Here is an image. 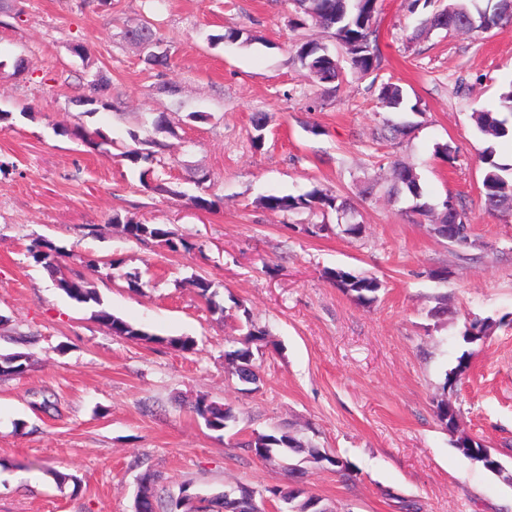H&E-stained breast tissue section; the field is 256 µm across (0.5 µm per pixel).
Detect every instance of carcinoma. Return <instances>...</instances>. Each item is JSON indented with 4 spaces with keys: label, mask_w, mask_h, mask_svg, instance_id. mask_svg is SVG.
I'll list each match as a JSON object with an SVG mask.
<instances>
[{
    "label": "carcinoma",
    "mask_w": 512,
    "mask_h": 512,
    "mask_svg": "<svg viewBox=\"0 0 512 512\" xmlns=\"http://www.w3.org/2000/svg\"><path fill=\"white\" fill-rule=\"evenodd\" d=\"M378 2L379 0H293L298 24L302 26L310 21L331 32L336 42L344 48L350 68L364 74L381 69V57L375 45L373 30ZM511 21L512 0H496L494 4L485 8L480 7L479 0H448L447 5L432 12L420 22L418 32L428 34L439 29L455 33L489 31ZM133 31L134 35L143 41L160 43L157 29L149 19H143L133 27ZM296 59L301 67L307 70L309 76L319 81L343 80V67L323 43L311 40L301 44L296 50ZM109 90V78L98 72L87 82V93L76 97L74 102L92 106L88 113H94V106L105 108L109 105ZM379 104L391 112H399L408 106V97L401 86L388 82L381 86ZM474 120L478 130L489 138L507 136L509 125L512 124V85L500 95L498 109L479 110L474 113ZM75 136L90 150L112 144V139L98 128L89 130L80 127ZM130 138L132 144L125 147L121 156L139 168L143 187L150 191L176 193V190L164 186L160 179L153 177L154 170L150 167L166 144L154 140L143 141L134 132L130 133ZM493 157V148H486L482 157L483 163L487 164L482 182L485 205L490 211L512 213V169L495 162ZM390 170L395 193H406L416 200L413 212L428 221L435 235H442L439 225L448 224V242L458 246L468 244L472 227L464 209L455 198L449 196L432 204L424 199L419 175L412 165L395 160L390 163ZM260 203L264 208L274 212L307 209L317 213L333 210L346 218L342 232L350 237H357L363 231V224L355 219V208L348 200L329 195L319 189L297 196L269 194L262 197ZM122 228L132 239L152 241L172 252L189 249L187 243L165 225L127 221ZM27 251L69 298L78 303L97 301L95 291L85 287L83 279L66 276L60 261L62 251L59 247L46 239L35 238L27 246ZM327 276L337 288L361 305L376 302L382 289V281L378 278L352 271L329 270ZM194 287L212 311L220 309L215 301L216 293L211 291V283L208 280L199 278L195 280ZM94 319L107 326L115 335L129 340L167 344L185 352L196 350V340L190 336H157L105 310L95 312ZM245 327L246 333L243 338L230 340V347L224 352V357L234 366L241 382L254 384L257 382V374L253 369V352L250 344L265 340L266 333L249 321ZM27 361L28 355L20 352L0 356V377L23 373L27 368ZM194 411L205 421L208 428L216 431L226 429V424L235 419L231 408L218 405L204 396L195 402ZM247 447L253 449L261 460L278 463L290 474L300 470L299 463L293 462V457L301 453L305 454V457L300 459V463L318 464L328 461L336 465L340 471L347 469V464L342 460L332 458L316 447L304 448L296 436L289 432L258 434L247 443ZM461 452L481 462L486 470L504 477V480H512L511 476L500 470L499 460L482 443H475L473 448L466 446ZM158 480L159 476L151 472L145 473L141 478L135 500L142 502L144 512H156ZM268 492L286 505L285 512H331L321 504L320 498L308 495L300 488L273 487L268 489ZM256 494L254 488L238 485L229 491L209 495L207 509L210 512H262L257 504Z\"/></svg>",
    "instance_id": "carcinoma-1"
}]
</instances>
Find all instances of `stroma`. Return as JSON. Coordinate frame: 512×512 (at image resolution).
<instances>
[{
  "instance_id": "obj_1",
  "label": "stroma",
  "mask_w": 512,
  "mask_h": 512,
  "mask_svg": "<svg viewBox=\"0 0 512 512\" xmlns=\"http://www.w3.org/2000/svg\"><path fill=\"white\" fill-rule=\"evenodd\" d=\"M426 15L409 0H381L382 68L347 71L338 86L296 63L301 42L335 41L295 26L291 0H14L0 16V111L10 115L0 120V354L29 357L23 374L0 379V512H133L148 471L165 498L186 483L204 494L244 483L265 491L264 512H281L267 490L290 476L245 446L276 430L349 463L345 476L327 464L302 478L331 512H512V483L466 458L436 414L447 372L468 355L451 395L460 430L512 473V213L484 205L488 141L472 120L512 85V23L414 39ZM145 17L170 55L161 73L125 37ZM230 30L254 40L209 44ZM96 71L111 80L112 106L87 115L72 99ZM387 81L420 107L401 114L409 129L397 144L379 135ZM160 112L169 131L152 125ZM191 112L208 118L189 121ZM256 112L267 116L260 148ZM78 124L103 129L112 145L93 151L60 135ZM132 130L165 143L154 167L177 195L145 190L121 159ZM397 159L415 167L429 202H463L470 247L436 236L412 197L389 196ZM315 188L350 199L360 237L342 233L334 211L258 203ZM205 192L218 202L201 212L190 199ZM126 220L169 225L191 248L127 238ZM313 224L319 234L307 233ZM35 237L63 250L66 274L82 275L103 308L162 343L94 321L93 305L71 300L30 256ZM86 256L104 261L101 272L82 266ZM336 267L382 280L378 301L362 306L336 288L325 275ZM441 268L442 282L431 276ZM134 271L137 292L127 286ZM198 277L223 314L198 295ZM443 295L448 313L433 317ZM476 317L493 329L465 343ZM248 320L268 333L252 347L254 385L224 359ZM16 333L29 343L13 342ZM176 336L195 338L196 351L165 345ZM202 396L230 406L234 423L208 429L193 410ZM55 469L80 486L58 487Z\"/></svg>"
}]
</instances>
